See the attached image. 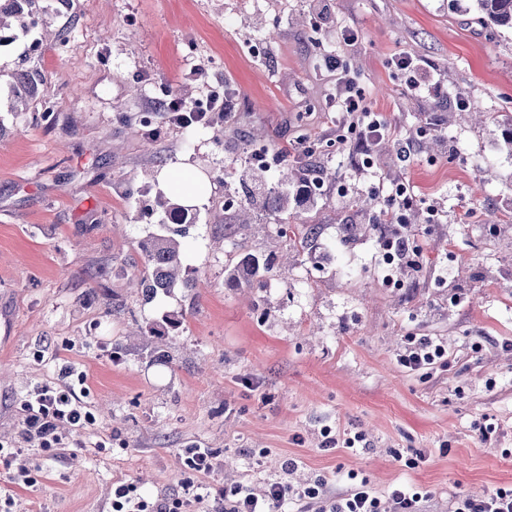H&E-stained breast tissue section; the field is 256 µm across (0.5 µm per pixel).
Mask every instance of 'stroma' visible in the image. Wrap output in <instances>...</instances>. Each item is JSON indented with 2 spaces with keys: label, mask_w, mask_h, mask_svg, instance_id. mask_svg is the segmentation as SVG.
<instances>
[{
  "label": "stroma",
  "mask_w": 512,
  "mask_h": 512,
  "mask_svg": "<svg viewBox=\"0 0 512 512\" xmlns=\"http://www.w3.org/2000/svg\"><path fill=\"white\" fill-rule=\"evenodd\" d=\"M41 5L36 29L0 41V447L23 449L32 480L0 466L10 512H112L118 481L177 498L188 448L213 453L203 481L214 495L282 476L338 495L354 473L378 496L403 486L422 512H455L512 487V150L496 120L512 113V31L475 23V0ZM34 43L42 83L18 112L15 62ZM331 54L391 124L373 167L339 136L337 75L320 67ZM396 54L423 61L421 91H406ZM196 65L205 80L190 77ZM217 87L230 118L133 121L149 103ZM302 141L317 149L297 161L328 170L323 192L289 199L293 229L319 231L310 253L262 212L241 224L224 207L255 145ZM187 169L206 182L182 240L203 285L147 299L130 283L141 243L158 230V198L180 200L163 174ZM399 184L418 198L404 217L427 262L387 275L379 244L395 227L383 211ZM243 248L278 256L265 287L226 279ZM167 314L178 330L142 335ZM423 339L444 361L401 366ZM69 372L86 377L91 423L51 457L25 436L22 403ZM328 430L365 445L325 447Z\"/></svg>",
  "instance_id": "1"
}]
</instances>
